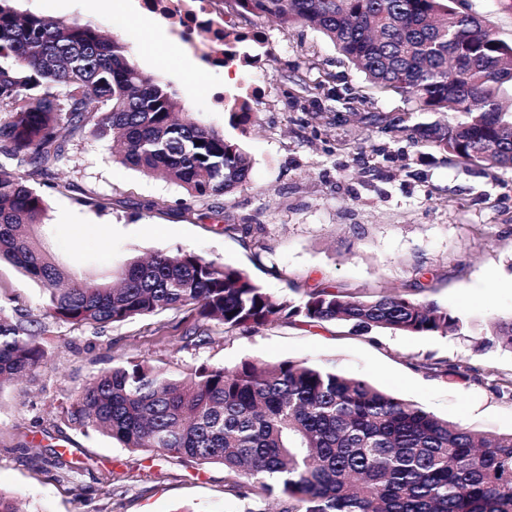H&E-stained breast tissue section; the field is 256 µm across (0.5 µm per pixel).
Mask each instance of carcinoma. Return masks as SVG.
<instances>
[{"label":"carcinoma","mask_w":512,"mask_h":512,"mask_svg":"<svg viewBox=\"0 0 512 512\" xmlns=\"http://www.w3.org/2000/svg\"><path fill=\"white\" fill-rule=\"evenodd\" d=\"M0 0V156L46 166L64 130L109 139L120 161L183 187L222 196L246 181L250 160L233 140L176 118L178 94L145 75L116 40L92 25L23 15ZM237 12L276 19L283 30H319L381 91L448 120L415 128V142L472 165L512 167V43L457 0H234ZM234 99L233 124L250 121ZM47 204L0 163V260L37 280L52 316L75 324L119 323L168 310L193 318L182 340L209 344L203 325L255 332L281 319L344 323L356 333L463 335L450 310L385 289L338 286L276 296L248 273L182 248L133 256L95 278L65 267L47 244ZM512 350V317L483 338ZM44 347L0 306V387L35 374ZM420 368L475 379L440 360ZM85 432L132 450L196 465L220 464L228 490L280 512H512V433L487 434L434 416L333 365L244 360L186 370L125 360L89 377L67 409ZM43 463L75 474L56 449Z\"/></svg>","instance_id":"carcinoma-1"}]
</instances>
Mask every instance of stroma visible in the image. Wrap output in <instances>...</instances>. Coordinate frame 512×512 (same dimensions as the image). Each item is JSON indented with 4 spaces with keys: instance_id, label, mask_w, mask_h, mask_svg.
<instances>
[{
    "instance_id": "1",
    "label": "stroma",
    "mask_w": 512,
    "mask_h": 512,
    "mask_svg": "<svg viewBox=\"0 0 512 512\" xmlns=\"http://www.w3.org/2000/svg\"><path fill=\"white\" fill-rule=\"evenodd\" d=\"M18 12L88 23L120 41L128 60L169 84L183 116L237 142L251 161L247 180L199 200L178 184L123 165L109 140L67 134L62 157L21 167L48 204L50 244L65 264L90 274L135 254L194 251L246 270L277 295L336 284L370 295L400 288L472 320L466 336L350 333L336 324L284 320L250 334L209 324V345L184 348L192 325L166 311L94 328L50 315L38 283L0 263V306L31 321L47 358L32 378L0 390V491L23 512H243L224 468L182 464L85 434L67 410L85 381L116 359L149 358L164 368L258 359L336 366L439 418L496 434L512 432V395L493 380L512 377V350L482 348L492 324L512 316V168L450 159L413 142L410 128L443 120L393 92L373 87L316 29L282 31L265 17L225 6L230 33L259 66L233 62L197 70L171 41L168 20L145 16L141 0L94 10L88 0H14ZM498 38L512 42V0H460ZM233 75L225 84V75ZM260 85L250 124L233 127L214 88L242 97ZM384 116L379 125L370 115ZM236 225L233 233L225 225ZM430 359L463 361L483 382L437 378ZM78 458L70 479L40 467L33 451Z\"/></svg>"
}]
</instances>
